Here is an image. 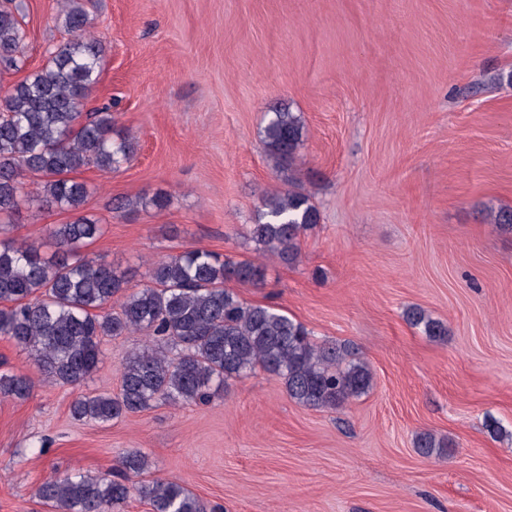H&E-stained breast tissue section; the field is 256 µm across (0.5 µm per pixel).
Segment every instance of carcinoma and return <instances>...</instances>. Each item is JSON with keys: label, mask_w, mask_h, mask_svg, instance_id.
<instances>
[{"label": "carcinoma", "mask_w": 512, "mask_h": 512, "mask_svg": "<svg viewBox=\"0 0 512 512\" xmlns=\"http://www.w3.org/2000/svg\"><path fill=\"white\" fill-rule=\"evenodd\" d=\"M13 0L0 3V71L20 69L26 32ZM58 19L72 33L49 51L45 66L0 95V337L32 355L42 382L74 386L100 361L104 336L142 335L125 357L120 386L113 394L80 395L70 404L78 421L109 424L158 403L208 405L224 396V384L260 367L278 376L288 397L313 408H338L373 387L369 365L347 343H316L311 332L280 309L252 304L224 283L235 279L260 284L262 265L234 261L208 250L191 249L148 264L146 284L128 291L126 274L86 259L81 249L103 233L84 210L88 185L72 177L93 165L114 172L135 155L132 137L112 139V107L85 114L105 59L103 42L90 31L85 0H60ZM267 156L291 163L303 145L299 116L279 107L262 129ZM28 174L42 178L25 190ZM38 203L72 214L48 230L41 243L4 237L21 206ZM140 205L162 210L167 197L122 200L118 209ZM320 223L311 198L295 189L262 199L251 239L284 263L296 261L299 238ZM51 248L44 255L41 248ZM407 321L433 340L447 327L417 308ZM34 380L23 373H0V395L25 399ZM417 452L430 457L443 439L420 432ZM151 469L149 457L134 450L120 460L117 475L75 473L42 482L36 496L56 512H122L137 496L152 512H218L186 486L163 479L138 480Z\"/></svg>", "instance_id": "cac0c4a2"}]
</instances>
